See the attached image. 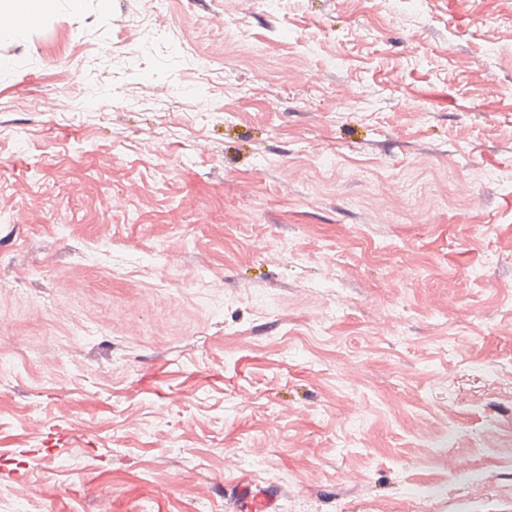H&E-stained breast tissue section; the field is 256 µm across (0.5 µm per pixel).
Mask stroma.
I'll use <instances>...</instances> for the list:
<instances>
[{"label": "stroma", "instance_id": "obj_1", "mask_svg": "<svg viewBox=\"0 0 512 512\" xmlns=\"http://www.w3.org/2000/svg\"><path fill=\"white\" fill-rule=\"evenodd\" d=\"M0 357V512H512V0L0 35ZM241 487L245 490V499L250 504L251 510L254 512H277L276 501L278 494L269 489L262 487L248 477L239 478Z\"/></svg>", "mask_w": 512, "mask_h": 512}]
</instances>
